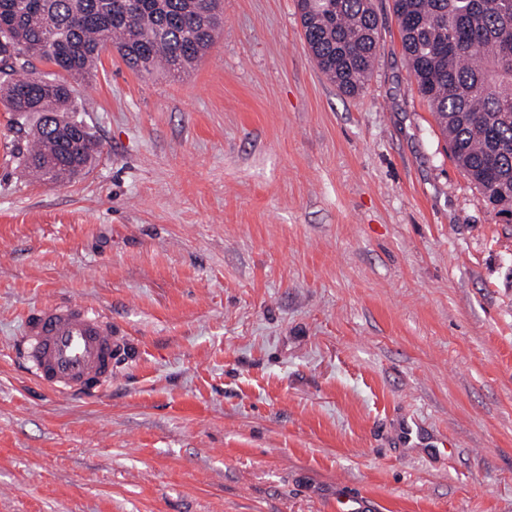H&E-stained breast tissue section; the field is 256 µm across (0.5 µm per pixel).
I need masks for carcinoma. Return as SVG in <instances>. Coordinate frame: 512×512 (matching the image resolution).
Masks as SVG:
<instances>
[{
    "label": "carcinoma",
    "mask_w": 512,
    "mask_h": 512,
    "mask_svg": "<svg viewBox=\"0 0 512 512\" xmlns=\"http://www.w3.org/2000/svg\"><path fill=\"white\" fill-rule=\"evenodd\" d=\"M319 70L348 95L368 80L378 47L372 0H297ZM417 83L452 159L496 214L512 219V0H392ZM223 27L220 0H0V99L37 117L21 162L61 183L91 167L100 143L74 111L72 82L108 48L131 69L184 71ZM50 77L25 76L34 62ZM44 136L50 148L33 146Z\"/></svg>",
    "instance_id": "obj_1"
}]
</instances>
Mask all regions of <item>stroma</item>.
Masks as SVG:
<instances>
[{
	"label": "stroma",
	"instance_id": "1",
	"mask_svg": "<svg viewBox=\"0 0 512 512\" xmlns=\"http://www.w3.org/2000/svg\"><path fill=\"white\" fill-rule=\"evenodd\" d=\"M362 92L295 0H223L176 75L106 51L58 186L0 104V512H512V222L449 157L391 0ZM104 309L127 356L70 397L27 314Z\"/></svg>",
	"mask_w": 512,
	"mask_h": 512
}]
</instances>
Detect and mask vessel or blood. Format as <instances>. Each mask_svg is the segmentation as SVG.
<instances>
[{
	"label": "vessel or blood",
	"mask_w": 512,
	"mask_h": 512,
	"mask_svg": "<svg viewBox=\"0 0 512 512\" xmlns=\"http://www.w3.org/2000/svg\"><path fill=\"white\" fill-rule=\"evenodd\" d=\"M17 343L39 384L75 397L91 396L110 384L124 350L111 317L76 302L34 310L25 319Z\"/></svg>",
	"instance_id": "b4317fda"
}]
</instances>
